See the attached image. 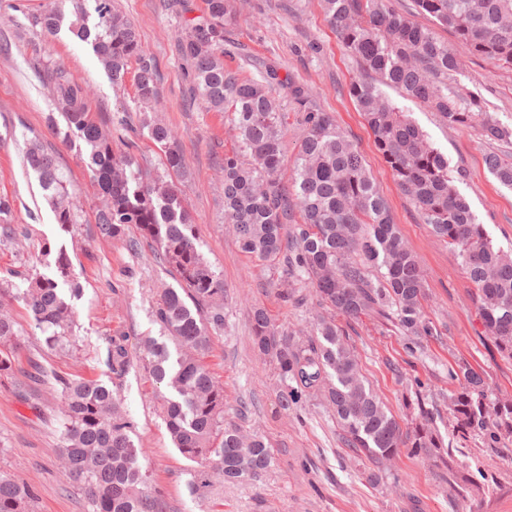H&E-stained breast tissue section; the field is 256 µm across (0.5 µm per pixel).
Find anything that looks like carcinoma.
Wrapping results in <instances>:
<instances>
[{"label": "carcinoma", "instance_id": "1", "mask_svg": "<svg viewBox=\"0 0 512 512\" xmlns=\"http://www.w3.org/2000/svg\"><path fill=\"white\" fill-rule=\"evenodd\" d=\"M81 22L70 32L91 45L113 82L125 81L136 61L138 99L157 94L154 58L135 26L112 11L110 0H72ZM339 41L372 77L352 81L349 95L364 115L375 145L401 193L415 206L419 221L448 244L475 285L477 316L500 357L512 361V253L496 246L457 188L464 170L450 166L444 153L381 89L389 86L410 101L438 112L450 127L482 118L484 136L512 140V128L482 112L477 99L448 84L459 60L435 32L414 23L389 0H322ZM413 10L450 31L470 49L496 65L512 68V0H412ZM235 19L231 0H206V12L186 21L180 51L191 62L200 100L207 111L231 115L238 146L224 155V223L233 225L241 249L271 266L285 263L284 302L295 298L298 282L315 289L319 304L346 318L374 312L403 334L432 336L425 319L424 280L419 260L402 239L385 200L374 189L362 157L336 124L319 109L312 94L291 77L268 71L244 80L224 66V26ZM64 12L56 7L40 18L49 31L60 29ZM61 108L63 138L86 149V166L101 197L96 224L104 236L121 238L130 227L156 247V258L174 273L178 287L156 299L155 322L176 347L148 338L143 345L146 370L171 393L165 398L168 432L180 453L205 464L224 481L259 483L275 461L265 441L224 421V387L205 359L213 335L224 329V280L199 250L196 224L180 191L167 175L184 168L166 126L149 122L150 138L163 152L167 174L141 168L135 143L116 152L112 137L88 112L83 88L67 71H47ZM303 114L304 134L295 165L284 158V116L272 97L274 86ZM26 160L38 175L57 224L65 230L80 223L83 204L53 154L31 142ZM487 164L512 188V156L493 153ZM380 276L370 277L369 267ZM56 277L26 279L17 291L0 282V377L14 373L20 332L7 302L21 300L45 343L58 346L73 307L59 288L71 281L64 250L55 258ZM252 342L275 362L279 403L288 410L318 397L333 410L347 447L372 465L395 459L402 448L428 454L443 439L426 424L406 430L365 384L349 336L334 320H321L305 342L278 334L267 311H253ZM112 373L126 371L128 352L112 343ZM458 386L448 395V412L460 438L495 450L512 437V399L498 396L485 378L463 364L450 371ZM63 404L61 460L66 478L85 495L92 512H167L161 491L139 463L140 449L130 439L133 425L109 387L83 378H59ZM32 493L0 471V512H30Z\"/></svg>", "mask_w": 512, "mask_h": 512}]
</instances>
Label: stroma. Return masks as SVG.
I'll return each instance as SVG.
<instances>
[{"instance_id": "stroma-1", "label": "stroma", "mask_w": 512, "mask_h": 512, "mask_svg": "<svg viewBox=\"0 0 512 512\" xmlns=\"http://www.w3.org/2000/svg\"><path fill=\"white\" fill-rule=\"evenodd\" d=\"M135 25L155 58L158 98L155 116L174 133L187 163L176 183L193 213L202 253L224 280V330L213 340L206 363L224 387L229 421L247 434H260L274 448L276 463L257 486L212 478L202 485L200 463L185 458L167 431L162 403L168 392L145 369L143 341L165 342L152 308L158 288L173 285L155 247L136 229L123 239L102 237L93 205L99 188L77 147L56 136L46 118L56 106L45 78L64 68L86 94L87 106L112 131L120 151L136 143L141 165L163 172V153L143 129L133 77L114 85L91 48L68 30L53 34L38 17L71 0H0V197L8 199L6 221L12 238L0 237V278L24 287L25 277L52 275L51 252L66 248L82 295L66 330L64 349H51L35 328L23 302L9 308L21 333L15 379L0 385V471L35 492L32 512H91L83 493L69 484L60 465L63 415L56 392L60 377H82L110 387L133 424L130 438L141 448L140 462L166 496L167 512H512V445L490 451L467 443L448 429V371L468 362L484 372L495 393L512 398V363L503 361L476 315L475 287L455 254L421 224L398 190L392 173L349 96L360 72L355 57L338 41L320 0H234L237 20L224 28V64L245 79L266 69L291 76L310 90L322 111L333 115L356 145L378 193L388 202L398 229L417 254L425 279L423 311L434 336H405L379 315L337 318L349 334L370 387L400 422L412 427L432 421L454 459L469 470L474 487L463 496L448 482L444 467L421 452L402 449L368 481L365 462L344 444L333 412L313 398L282 410L279 381L270 359L254 350L251 311L264 307L279 332L302 339L313 334L325 313L313 288L301 284L299 303H283L279 271L243 253L224 222V155L237 146L227 114L207 111L193 96V75L178 51L186 19L202 14L204 0H112ZM440 39L453 47L461 67L451 84L475 97L502 125L512 127V69L473 53L446 30ZM387 96L426 132L452 165L464 169L458 185L477 221L498 246L512 249V189L490 173L488 154L512 153V143L490 142L479 123L449 128L418 103ZM39 138L57 159L84 203L80 224L61 231L37 175L24 162L27 141ZM122 342L129 365L114 375L113 342ZM423 394V406L414 403Z\"/></svg>"}]
</instances>
